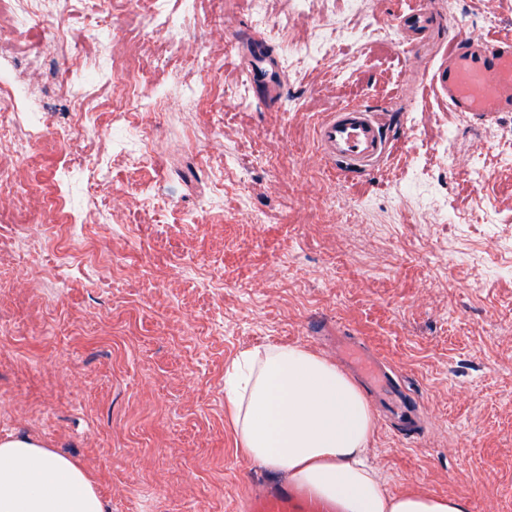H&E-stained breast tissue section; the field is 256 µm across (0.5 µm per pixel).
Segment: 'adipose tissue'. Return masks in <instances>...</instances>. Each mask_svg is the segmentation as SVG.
Listing matches in <instances>:
<instances>
[{"instance_id":"ef3b65f1","label":"adipose tissue","mask_w":512,"mask_h":512,"mask_svg":"<svg viewBox=\"0 0 512 512\" xmlns=\"http://www.w3.org/2000/svg\"><path fill=\"white\" fill-rule=\"evenodd\" d=\"M224 403L254 464L335 512H467L460 496L394 494L367 447L373 411L336 364L296 344L242 350L224 371ZM0 512H105L75 459L33 437L0 436Z\"/></svg>"}]
</instances>
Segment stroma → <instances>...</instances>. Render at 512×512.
I'll list each match as a JSON object with an SVG mask.
<instances>
[{"mask_svg":"<svg viewBox=\"0 0 512 512\" xmlns=\"http://www.w3.org/2000/svg\"><path fill=\"white\" fill-rule=\"evenodd\" d=\"M459 30L512 38V0H432ZM177 16L176 56L125 0H74L65 42L0 21V63L29 86L20 112L64 123L71 92L91 128L0 144V436H33L82 463L106 512H241L283 475L240 452L224 404L239 350L290 342L335 358L355 340L412 396L418 426L377 418L369 456L388 490L462 496L512 512V165L490 123L423 91L400 40L374 35L406 0H151ZM296 49L299 99L252 90L240 41L255 13ZM119 34L92 41L89 23ZM43 64H30L34 50ZM103 82L78 87L75 52ZM136 61L138 91L174 94L134 116L135 145L100 134L130 103L106 79ZM359 99L390 119L389 157L341 177L316 154L321 114ZM448 165L418 155L414 128L451 125ZM484 162L487 179L468 187ZM223 203L206 205L215 191ZM56 199L50 208L48 199ZM471 214L444 224L441 207ZM81 231L55 268L60 217Z\"/></svg>","mask_w":512,"mask_h":512,"instance_id":"stroma-1","label":"stroma"}]
</instances>
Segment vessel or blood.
<instances>
[{"instance_id":"vessel-or-blood-1","label":"vessel or blood","mask_w":512,"mask_h":512,"mask_svg":"<svg viewBox=\"0 0 512 512\" xmlns=\"http://www.w3.org/2000/svg\"><path fill=\"white\" fill-rule=\"evenodd\" d=\"M393 23L406 50L420 49L432 39L445 45V52L428 69L426 88L450 111L482 120L512 112L511 39L456 32L427 0H421L410 13L395 16ZM263 47L262 36L251 35L243 46L242 63L256 93L274 100L281 92L283 73L277 60L263 55ZM385 125L384 114L377 110L362 105L337 108L315 128L320 161L339 174L369 169L392 150ZM339 351L375 397L386 399L394 413H406L408 397L395 388L391 376L364 348L346 342ZM246 512H324V506L286 485L250 499Z\"/></svg>"}]
</instances>
